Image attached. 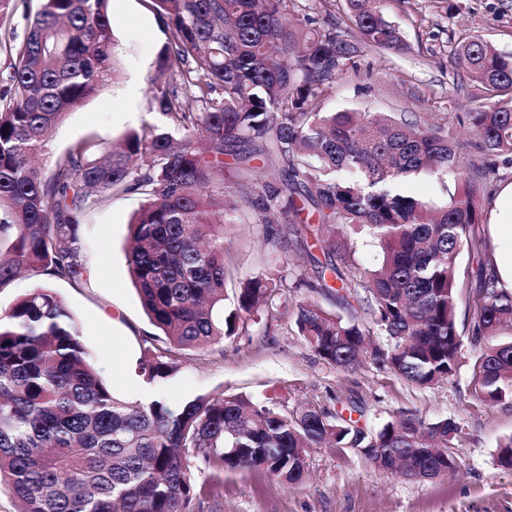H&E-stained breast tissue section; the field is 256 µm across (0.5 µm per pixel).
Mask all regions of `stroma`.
<instances>
[{
	"instance_id": "35a3bbf8",
	"label": "stroma",
	"mask_w": 512,
	"mask_h": 512,
	"mask_svg": "<svg viewBox=\"0 0 512 512\" xmlns=\"http://www.w3.org/2000/svg\"><path fill=\"white\" fill-rule=\"evenodd\" d=\"M40 0H8L0 13V90L7 84V52L20 44ZM288 13L308 29H348L345 0H288ZM385 17L397 25L402 51L363 50L356 69L328 89L323 111L404 114L449 129L457 151L482 170L479 234L497 264L506 246L496 225L503 190L512 185V154L486 151L470 132L467 113L482 93L452 65V44L475 37L512 53V0H380ZM118 41L114 81L70 111L53 133L46 158L55 161L76 142L95 136L117 141L132 129L161 122L153 108L148 76L168 41L152 0H109ZM143 197H113L80 220L86 266L82 286L24 274L0 291V315L31 288L48 284L83 329L84 344L105 379L125 398H142L144 383L135 367L145 350L165 342L147 316L127 263L129 221ZM282 225L258 222V211L243 202L224 227V245L236 280L264 272L275 259L307 264L321 251L312 234L282 239ZM314 301L348 320L368 324L362 310L318 288L312 272L294 289L289 304ZM474 289L457 295L456 322L463 346L453 377L421 388L389 367L365 357L351 370L320 358L295 333L292 321H257L249 334L224 340L201 353L177 351L180 371L158 390L175 402L207 392L243 393L256 401L273 398L289 409L313 403L329 415H343L375 431L402 414L432 423L447 418L458 427L450 443L455 471L433 481H414L378 469L358 450L315 448L307 456L309 479L286 486L261 471L209 469L199 476L206 489L196 512H512V471L496 463L499 442L512 436V403H486L474 393L471 341Z\"/></svg>"
}]
</instances>
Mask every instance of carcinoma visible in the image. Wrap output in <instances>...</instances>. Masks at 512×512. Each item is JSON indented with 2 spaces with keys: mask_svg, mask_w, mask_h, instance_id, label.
Listing matches in <instances>:
<instances>
[{
  "mask_svg": "<svg viewBox=\"0 0 512 512\" xmlns=\"http://www.w3.org/2000/svg\"><path fill=\"white\" fill-rule=\"evenodd\" d=\"M109 0H42L7 64L0 94V289L36 272L83 283L80 213L114 196L146 202L131 222L128 266L152 323L176 350H203L246 332L262 312L288 315L302 279L274 266L239 284L224 313L231 274L224 225L252 196L249 170L224 177V147L254 146L276 167L254 200L259 222L280 224L310 209L330 273L370 316L373 328L308 301L293 311L297 334L327 362L352 369L366 339L372 355L406 381L430 388L453 376L463 340L456 325L458 257L486 241L478 174L457 156L453 133L379 112H323L321 99L354 66L358 46L403 49L379 0H346L358 40L341 28L304 32L285 0H152L168 43L150 78L163 123L109 145L74 144L51 172L36 164L53 130L117 74ZM483 97L470 131L491 152L512 153V53L481 39L453 49ZM185 93L179 94L174 78ZM220 86L224 96H212ZM198 111H193V107ZM428 172L454 185L430 204L407 183ZM366 234L381 264L348 273L336 232ZM471 327L483 342L474 361L476 396L512 400V288L480 263ZM179 370L170 351L146 349L147 385ZM457 425L399 416L375 433L314 405L290 413L280 402L205 393L174 403L158 393L127 400L95 368L82 327L64 300L39 285L0 315V487L16 512H194L198 474L209 468L262 470L296 484L308 450L368 448L379 469L419 481L455 465ZM512 470V436L498 445Z\"/></svg>",
  "mask_w": 512,
  "mask_h": 512,
  "instance_id": "carcinoma-1",
  "label": "carcinoma"
}]
</instances>
